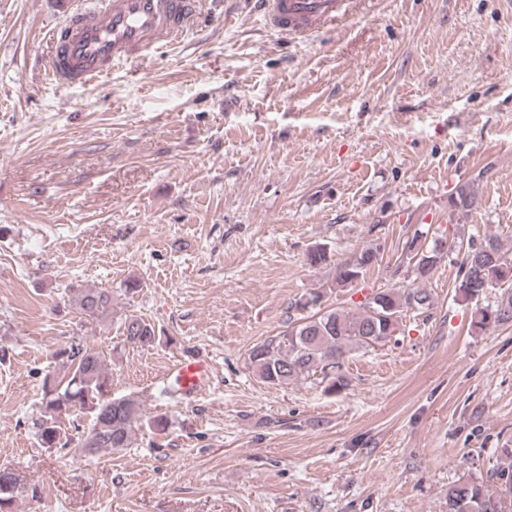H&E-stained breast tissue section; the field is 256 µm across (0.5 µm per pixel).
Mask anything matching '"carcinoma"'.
<instances>
[{
	"instance_id": "carcinoma-1",
	"label": "carcinoma",
	"mask_w": 512,
	"mask_h": 512,
	"mask_svg": "<svg viewBox=\"0 0 512 512\" xmlns=\"http://www.w3.org/2000/svg\"><path fill=\"white\" fill-rule=\"evenodd\" d=\"M452 210L470 211L476 199L469 185L458 187L450 200ZM406 255L416 260V274L425 276L437 264L440 252L425 251L417 238L404 243ZM448 251L460 257L459 292L465 301L501 294L484 307L476 308L475 326L512 324V251L504 248L497 235H487L478 243L452 237ZM377 260V250L362 248L353 259L336 267L334 282L338 286L358 281ZM326 292L316 289L302 301L289 307L286 330L251 348V368L267 384L286 385L305 376L323 374L327 389L347 388L340 374L341 361L352 352L366 350L394 335L404 311L425 310L431 295L424 288H385L365 297L361 310L322 308ZM70 301L91 318H105L112 313V290L109 288L72 289ZM125 341L134 346H149L156 341V329L144 319L130 315L123 322ZM56 359L68 368L64 380L52 373L42 383L41 418L38 436L44 448H74L85 457L102 450L121 451L130 445L132 433L142 424L143 413L132 397H110V379L104 357L92 348L72 345L56 352ZM89 413L88 431L75 435L63 427L64 418ZM502 464L496 472L500 490L491 491L474 480L457 482L448 487V512H503L507 496L512 494V448L500 449ZM30 495L24 476L7 466L0 467V512H16L18 500Z\"/></svg>"
}]
</instances>
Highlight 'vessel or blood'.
Masks as SVG:
<instances>
[{"label":"vessel or blood","mask_w":512,"mask_h":512,"mask_svg":"<svg viewBox=\"0 0 512 512\" xmlns=\"http://www.w3.org/2000/svg\"><path fill=\"white\" fill-rule=\"evenodd\" d=\"M346 0H259L266 25L279 33L309 37L346 14ZM202 0H85L70 7L47 36L50 77L62 86H85L115 67L144 62L176 45L189 31ZM207 356L173 361L164 380L187 401L210 386Z\"/></svg>","instance_id":"vessel-or-blood-1"}]
</instances>
